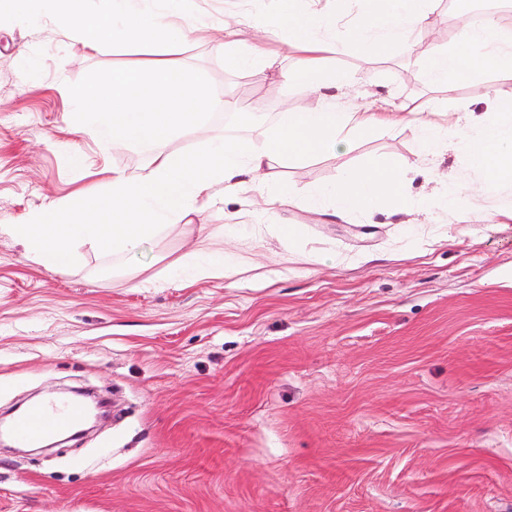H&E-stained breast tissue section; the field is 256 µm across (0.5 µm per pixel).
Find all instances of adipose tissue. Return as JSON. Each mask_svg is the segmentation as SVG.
<instances>
[{
  "label": "adipose tissue",
  "instance_id": "obj_1",
  "mask_svg": "<svg viewBox=\"0 0 512 512\" xmlns=\"http://www.w3.org/2000/svg\"><path fill=\"white\" fill-rule=\"evenodd\" d=\"M89 0H45L47 17L68 35L82 38L84 47L98 49L101 40H119L165 47L169 56L138 67L113 72L73 99L71 123L76 131L92 133L113 150L141 152L139 170L113 168L104 190H91L75 200L53 201L33 212L23 223L9 225L10 234L28 257L50 269L71 266L74 246L89 242L104 258H126L169 226L193 216L223 210L228 196L239 198L241 211L225 213L226 223L242 214L273 211L287 205L293 189L274 178V168L294 160L333 155L351 149L355 137L389 132L410 124L416 129L420 159L455 151L464 164L482 177L480 187L451 181L427 200L435 212L453 207L461 220H486L476 203L477 193L494 190L512 180V128L483 122L472 112L455 117L434 110L419 115L411 110L372 112L359 106L353 112L336 110L330 101L298 111L284 107L262 141L236 134L213 136L192 152H177L173 143L196 127L210 112H228L235 104L214 97L209 85L194 79L175 63L174 53L192 38L209 42L224 55L228 68L268 76L276 61L265 43L283 30L288 46L300 55L298 66L285 72L288 84L320 94L326 88H345L353 74L330 71L324 53L348 50L356 44L367 50L402 52L417 30L432 22L430 0H331L329 11H318L311 0H279L273 18L248 17L228 10L217 23H204L190 9V0H109L110 13L92 17ZM358 4L359 15L348 40H338V21ZM249 39H242L243 30ZM425 72L431 85L452 88L486 72L512 75V28L486 16L481 25H463L457 45L429 54ZM405 172L397 165L373 162L350 170L341 179L306 196L315 209L326 200L344 213L389 206L410 213L415 203L402 190ZM191 280L228 278L234 265L202 249L176 260Z\"/></svg>",
  "mask_w": 512,
  "mask_h": 512
}]
</instances>
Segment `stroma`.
<instances>
[{
    "mask_svg": "<svg viewBox=\"0 0 512 512\" xmlns=\"http://www.w3.org/2000/svg\"><path fill=\"white\" fill-rule=\"evenodd\" d=\"M431 9L412 53H326L327 68L358 79L337 107L374 93L389 109L431 103L512 124L487 109L512 77L483 73L446 95L423 71L462 23L493 12L512 27V10ZM161 55L122 41L83 50L0 0V414L73 388L111 393L102 427L40 454L0 452V512H512V182L481 197L493 218L476 224L449 209L404 224L386 207L339 216L300 201L375 159L408 167L416 200L441 176L479 183L451 152L432 174L414 170L412 127L277 168L297 195L288 206L228 226L240 204L227 198L115 267L80 242L74 265L47 270L2 232L139 166L138 152L75 132L71 95ZM178 62L236 103L179 151L226 131L261 139L283 106L318 104L227 69L204 41ZM198 247L245 263L231 279L185 284L173 262Z\"/></svg>",
    "mask_w": 512,
    "mask_h": 512,
    "instance_id": "35a3bbf8",
    "label": "stroma"
}]
</instances>
